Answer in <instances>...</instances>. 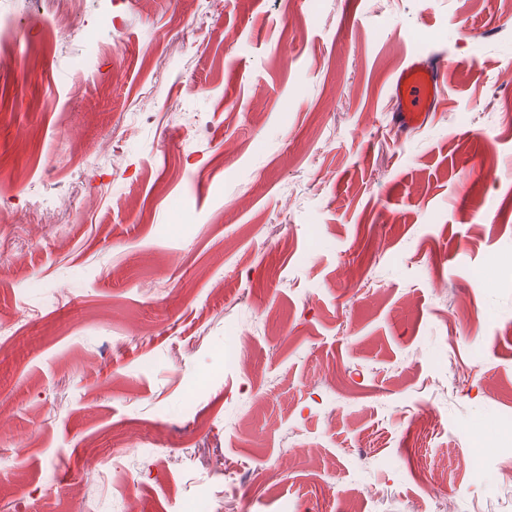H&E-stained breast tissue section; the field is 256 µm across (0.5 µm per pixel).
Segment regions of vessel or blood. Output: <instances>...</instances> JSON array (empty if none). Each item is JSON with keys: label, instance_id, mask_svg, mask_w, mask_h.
I'll list each match as a JSON object with an SVG mask.
<instances>
[{"label": "vessel or blood", "instance_id": "1", "mask_svg": "<svg viewBox=\"0 0 512 512\" xmlns=\"http://www.w3.org/2000/svg\"><path fill=\"white\" fill-rule=\"evenodd\" d=\"M451 66L450 61H419L398 71L393 101L404 123H411L414 116L434 111L443 90L442 76Z\"/></svg>", "mask_w": 512, "mask_h": 512}]
</instances>
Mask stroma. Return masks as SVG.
Instances as JSON below:
<instances>
[{
	"label": "stroma",
	"instance_id": "1",
	"mask_svg": "<svg viewBox=\"0 0 512 512\" xmlns=\"http://www.w3.org/2000/svg\"><path fill=\"white\" fill-rule=\"evenodd\" d=\"M69 11L0 0V512H512L503 0ZM452 63L439 58L436 62H412L396 74L393 102L394 112L404 123L412 125V118L422 112H434L443 90L442 76Z\"/></svg>",
	"mask_w": 512,
	"mask_h": 512
}]
</instances>
